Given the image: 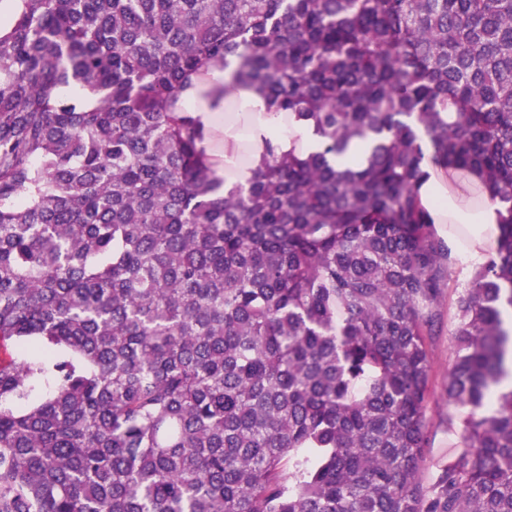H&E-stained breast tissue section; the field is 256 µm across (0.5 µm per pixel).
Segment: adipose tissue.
Listing matches in <instances>:
<instances>
[{"mask_svg": "<svg viewBox=\"0 0 512 512\" xmlns=\"http://www.w3.org/2000/svg\"><path fill=\"white\" fill-rule=\"evenodd\" d=\"M233 72L230 66L212 71L207 85L193 84L182 97L184 109L205 138L223 132L224 163L218 175L228 188L247 184L252 177L244 155L260 158L270 145L280 153L295 148L313 151L319 145L312 127L288 121L284 113L267 106L261 96L239 87L232 78ZM204 89L209 92L205 98L200 95ZM228 105L234 114L232 120L224 122L220 110ZM475 181L472 175L462 179L454 170L434 169L418 189L434 233L447 241L452 259L470 269L484 264L502 211L496 202L471 201Z\"/></svg>", "mask_w": 512, "mask_h": 512, "instance_id": "adipose-tissue-1", "label": "adipose tissue"}]
</instances>
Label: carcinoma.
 <instances>
[{"instance_id": "1", "label": "carcinoma", "mask_w": 512, "mask_h": 512, "mask_svg": "<svg viewBox=\"0 0 512 512\" xmlns=\"http://www.w3.org/2000/svg\"><path fill=\"white\" fill-rule=\"evenodd\" d=\"M5 1L0 512H512V0ZM232 58L320 144L225 192L179 102ZM431 165L503 207L461 286ZM456 294L453 288L445 290L440 303V324L432 336H427L432 362V386L434 396L426 411L429 444L426 462L422 470L424 485L434 482L440 466L448 462V455L458 445L455 429L448 425V415L458 417L459 410L448 405L445 388L453 352L452 317Z\"/></svg>"}]
</instances>
